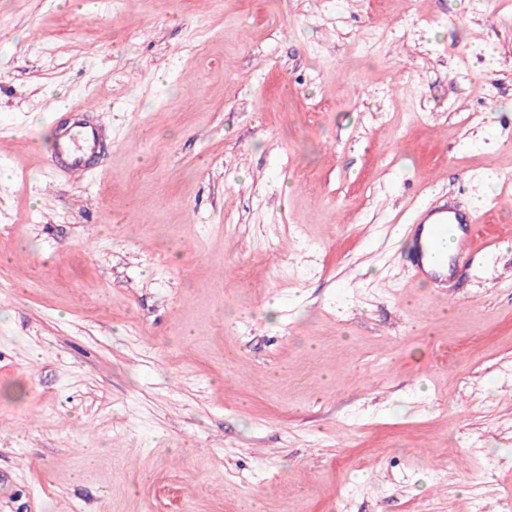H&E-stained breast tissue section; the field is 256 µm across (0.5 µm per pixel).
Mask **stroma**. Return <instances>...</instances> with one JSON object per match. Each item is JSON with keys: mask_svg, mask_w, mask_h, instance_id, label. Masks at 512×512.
Masks as SVG:
<instances>
[{"mask_svg": "<svg viewBox=\"0 0 512 512\" xmlns=\"http://www.w3.org/2000/svg\"><path fill=\"white\" fill-rule=\"evenodd\" d=\"M84 2L0 0V512H503L512 208L406 255L512 188V0ZM105 131L77 118L58 129L50 157V166L65 180H82L88 174L86 157L93 154ZM474 210L461 211L449 201H433L420 212L418 224H412V236L415 248L409 254V263L420 273L427 272L424 266H440L448 262L441 251V245L448 234V224H469L466 230L455 236L453 252L457 259H463L478 248L479 237L475 236L473 224L476 223ZM425 232L423 244L421 237Z\"/></svg>", "mask_w": 512, "mask_h": 512, "instance_id": "obj_1", "label": "stroma"}]
</instances>
